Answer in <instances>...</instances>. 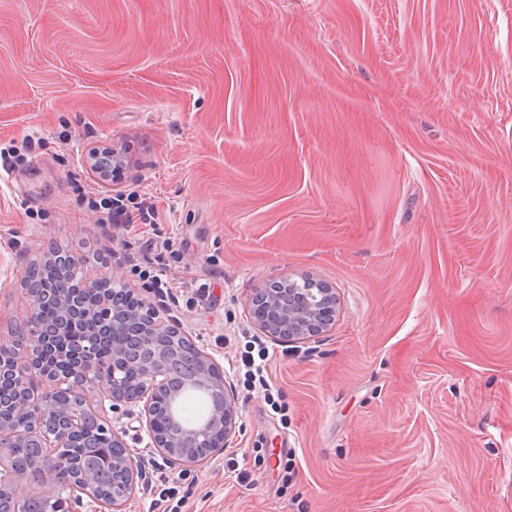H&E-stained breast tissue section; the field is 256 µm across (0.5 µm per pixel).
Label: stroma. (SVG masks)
Returning <instances> with one entry per match:
<instances>
[{
	"mask_svg": "<svg viewBox=\"0 0 512 512\" xmlns=\"http://www.w3.org/2000/svg\"><path fill=\"white\" fill-rule=\"evenodd\" d=\"M1 148L0 340L57 245L224 369L255 289L336 294L321 335L265 338L274 401L230 377L182 512H512V0H0ZM116 194L152 228L102 223ZM138 413L107 420L176 474ZM138 277L146 288H166L167 292L175 288L168 280L166 264L156 262L155 265L139 270Z\"/></svg>",
	"mask_w": 512,
	"mask_h": 512,
	"instance_id": "35a3bbf8",
	"label": "stroma"
}]
</instances>
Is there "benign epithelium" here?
I'll use <instances>...</instances> for the list:
<instances>
[{
  "mask_svg": "<svg viewBox=\"0 0 512 512\" xmlns=\"http://www.w3.org/2000/svg\"><path fill=\"white\" fill-rule=\"evenodd\" d=\"M68 262L81 274L80 287L87 295L84 318H90L107 307L103 295L105 282L124 285L122 278L112 276L93 277L84 269L82 257L69 253ZM283 289L267 285L255 291L249 305L253 318L263 331L286 341L308 339L319 335L333 316L336 297L328 288H316V303L308 302L303 289H288V303H283ZM137 325L143 347L152 349L165 338L180 335V331L161 319L144 302L133 311H112V334L123 336L127 328ZM27 329L24 345H16L12 371L17 384V398L13 408L22 421L0 418V512H28V504L39 502L44 512H58L57 505L64 508L83 503V499L99 506L103 502L96 496L93 474L79 472L67 462L65 448L69 447L70 432L80 428L93 418L100 420L101 414L116 410L121 404L141 405L140 423L150 435L153 448L170 464L191 465L197 463L190 443L218 451L235 432L237 402L229 381L224 377L215 360L199 350L196 365L190 378L179 389L169 384V366L163 359L146 361L126 356L123 348L115 344L112 358L103 359L92 353L84 356L83 362L64 373L52 372L45 359L32 352L33 347L52 335V328L42 321L40 301L27 293ZM37 373L46 383L40 392L31 383V373ZM132 372L139 378L136 388L118 390L121 374ZM104 380L109 386L110 404L98 400H85L83 386L89 382ZM69 391L86 405L82 415L62 411L56 406L60 392ZM195 394L208 404L204 414L193 422H186L181 413L183 399ZM112 438V447L123 449L122 455L113 460L100 462L101 466L112 464L124 480L123 492L112 500V512H124L127 500L142 479L132 450L125 440V432L104 428ZM18 442H29L43 449L40 453L38 483L56 487L54 496H31L24 492L17 481V474L9 463L8 449Z\"/></svg>",
  "mask_w": 512,
  "mask_h": 512,
  "instance_id": "1",
  "label": "benign epithelium"
}]
</instances>
